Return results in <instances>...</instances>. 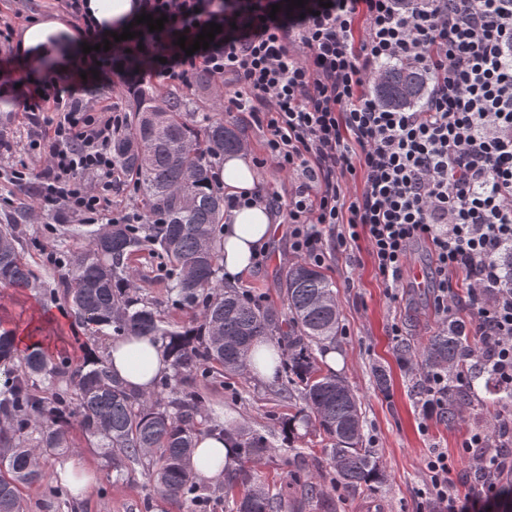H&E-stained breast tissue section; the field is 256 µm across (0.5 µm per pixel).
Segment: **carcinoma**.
Instances as JSON below:
<instances>
[{
	"mask_svg": "<svg viewBox=\"0 0 512 512\" xmlns=\"http://www.w3.org/2000/svg\"><path fill=\"white\" fill-rule=\"evenodd\" d=\"M422 73L410 66L386 67L375 84L387 106L402 107L423 87ZM183 96L161 93V84L137 95L126 131L112 140V154L121 172L134 177L144 223L110 224L103 230L82 224L72 233L87 239L86 249L69 259L64 296L75 319L92 329L122 338L151 336L165 342L172 373L153 392L135 395L100 357H87L71 368L66 357L39 349L20 353L13 332L0 327V412L11 419V431L0 430V512H23L20 489L42 483L47 473L38 463L44 454L70 449L69 429L77 422L112 460L121 475L131 464L146 463L144 475L157 490L187 503L194 512L212 497L232 501L235 512H300L290 493L309 501L324 494V484L307 473L306 449L294 445L295 426L303 424L320 438L329 469V488H354L379 483L376 457L363 447L361 403L343 377L322 370L316 352L324 353L340 335L335 283L321 267L297 261L278 272L288 319L235 287L224 285V194L212 186L211 159L241 148L238 131L224 120L206 116L192 126ZM160 216L161 222H154ZM16 225H0V287L16 291L42 288L18 250ZM149 251L165 262L171 304L190 309L181 325L163 320L156 304L137 296L135 255ZM282 339L283 372L288 389L298 391L300 404L288 414L287 470L280 483L257 482L245 463L278 450L269 437L246 433L212 413L194 386L213 369L240 374L248 353L268 337ZM470 345L458 326L446 322L420 348L423 377L448 371V391L461 396L483 381L491 403L512 400L485 372L464 383L453 373ZM66 375L74 394L40 395L35 379ZM38 437L22 440L29 431ZM235 438V455L219 466L224 483L198 482L191 466L199 438L215 431Z\"/></svg>",
	"mask_w": 512,
	"mask_h": 512,
	"instance_id": "obj_1",
	"label": "carcinoma"
}]
</instances>
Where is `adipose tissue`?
Wrapping results in <instances>:
<instances>
[{
	"mask_svg": "<svg viewBox=\"0 0 512 512\" xmlns=\"http://www.w3.org/2000/svg\"><path fill=\"white\" fill-rule=\"evenodd\" d=\"M137 0H86L88 15L98 30L108 33L134 22ZM82 35L58 19H48L21 30L17 39L18 57L28 76H36L46 59H54L59 71H66L83 54ZM225 193L251 194L258 182L249 150L242 149L224 158L221 173ZM274 214L265 205L257 203L232 210L224 226V272L228 281L247 274L252 266V255L265 246L274 231ZM60 325L59 317L41 308H34L25 321L14 327L19 349L41 348L53 352L58 337L43 336L46 328ZM104 357L113 372L134 393H149L157 379L171 371V356L165 344L145 336H128L109 341ZM235 451L232 439L208 436L200 439L192 467L198 480L216 483L222 480L220 468L213 459H230Z\"/></svg>",
	"mask_w": 512,
	"mask_h": 512,
	"instance_id": "1",
	"label": "adipose tissue"
}]
</instances>
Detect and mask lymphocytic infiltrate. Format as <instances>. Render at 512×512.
<instances>
[{"instance_id":"1","label":"lymphocytic infiltrate","mask_w":512,"mask_h":512,"mask_svg":"<svg viewBox=\"0 0 512 512\" xmlns=\"http://www.w3.org/2000/svg\"><path fill=\"white\" fill-rule=\"evenodd\" d=\"M92 50L65 79L47 77L26 108L63 106L53 132L35 140L50 156L40 197L84 224L102 223L117 173L112 139L127 114L92 112L85 100L97 77L136 83L150 70L183 85L205 73L231 87L225 109L249 113L266 128V154L300 172L288 200L295 254L323 264L319 225L334 251L366 241L379 275L398 287L413 246L432 252L435 306L453 319L449 271L461 272L469 321L479 341L467 358L492 367L512 388V281L500 257L512 249V0H139L162 30L133 24L134 38L111 42L87 23L85 0H64ZM221 27L208 48L186 54L209 24ZM361 37H354L356 25ZM391 63L425 76L417 104L383 106L368 92ZM361 176L354 196L345 188ZM496 435L476 428L465 443L474 483L449 480L447 452L432 449L424 468L448 512H483L512 474L502 448L512 441V411L494 416Z\"/></svg>"}]
</instances>
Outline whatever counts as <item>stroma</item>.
<instances>
[{"instance_id": "1", "label": "stroma", "mask_w": 512, "mask_h": 512, "mask_svg": "<svg viewBox=\"0 0 512 512\" xmlns=\"http://www.w3.org/2000/svg\"><path fill=\"white\" fill-rule=\"evenodd\" d=\"M52 16L69 18L63 0H0V29L8 26L16 32ZM0 73L11 84L8 92L0 94V224L17 225L25 260L44 287L57 289L61 286L58 261L81 251L85 242L69 232L76 218L41 206L40 181L47 160L29 142L37 131L46 130L47 120H59L63 112L52 106L40 116L26 111L27 90L19 85L21 63L12 40L4 37L0 38ZM184 95L190 102L188 121L223 115L225 124L241 130L243 144L250 148L252 158L264 157L263 130L248 113L225 111V90L217 79L200 75ZM22 165L31 173L24 186L14 184L10 175L13 168ZM322 243L329 248L330 235H323ZM267 251L266 262L253 266L237 285L254 297L277 304L281 294L274 271L293 261L287 224L277 225ZM134 265L140 273V296L156 301L167 321H187L189 310L171 304L164 282L166 271L159 260L144 252L136 257ZM323 268L336 283L341 314L335 371L361 402L364 444L374 451L384 473L380 486L340 491L337 512H447L445 505L423 493L424 460L431 449L447 451L453 462L451 481L460 490H467L473 474L463 443L471 430L493 417L494 407L486 405V392L478 385L467 393L454 423L441 418L424 421L415 388L419 367L402 363L396 346L404 341L420 347L442 325L444 318L436 311L430 286L407 276L401 287L386 288L363 242L349 256L329 248ZM396 325L401 328L397 335L392 332ZM106 342L105 336L67 318L58 351L77 365L87 352L102 354ZM379 368L385 370L389 383L384 391L376 385L375 371ZM198 385L212 409L232 418L243 429L273 435L278 451L249 464L248 469L256 480L269 484L279 480L285 469L281 450L288 444L282 431L288 415V401L281 395L284 375L276 374L273 381L266 382L249 372L228 375L217 370L199 379ZM70 438L76 455L96 470L93 491L80 500L58 496L45 483L28 485L21 490L26 512H186L184 503L161 495L147 482L141 465L115 475L101 449L82 434L79 426L71 427Z\"/></svg>"}]
</instances>
